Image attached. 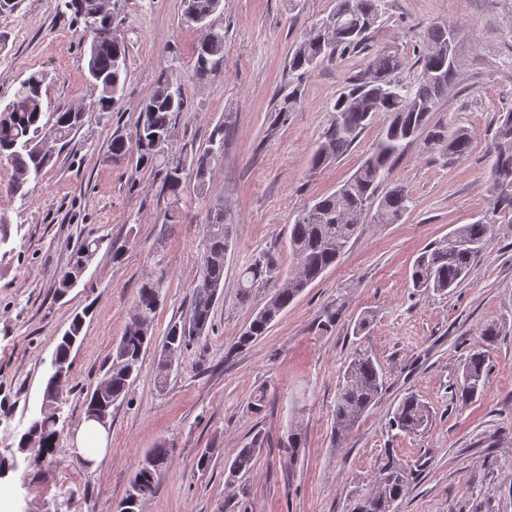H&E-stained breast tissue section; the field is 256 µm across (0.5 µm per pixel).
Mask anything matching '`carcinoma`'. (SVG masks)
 Here are the masks:
<instances>
[{
    "instance_id": "cac0c4a2",
    "label": "carcinoma",
    "mask_w": 512,
    "mask_h": 512,
    "mask_svg": "<svg viewBox=\"0 0 512 512\" xmlns=\"http://www.w3.org/2000/svg\"><path fill=\"white\" fill-rule=\"evenodd\" d=\"M381 3L382 0H335L329 12L333 30L312 27L295 46L289 60L290 71L308 74L339 56L357 52L382 16ZM114 6V0H65L66 9L81 19L90 38L87 51L90 106L102 112H111L119 106L128 75L126 45L112 29ZM223 14L224 0H186L185 22L204 31L193 53L190 79L194 83L203 84L224 70V25L219 23ZM455 33V26L446 21L437 22L427 30L418 46L416 63L420 71L413 83L405 85L395 78L405 66L403 56L396 52L380 53L368 63L369 76L352 84L333 102L332 119L323 129L311 158L315 169L343 156L378 115L385 114L388 120L358 170L335 192L314 200L297 215L288 238L292 257L288 277L281 278L277 258L266 252L256 255L242 269L239 289L243 298L250 297L259 287L271 288L273 292L237 337L233 348L246 349L265 335L271 323L336 264L366 220L393 224L408 213L412 198L404 188L394 186L386 192L382 188L406 146L427 126L458 78L457 65L436 75L442 63L440 51L448 48L451 35ZM46 78L43 71L30 73L19 82L11 100L0 106V160L12 167L8 190L15 196H25L29 184L39 181L54 164L55 155L48 144H69L83 124V111L65 102L44 106ZM186 107L183 84L161 74L140 107L132 133L113 136L108 149L109 158L115 163L134 156L136 167L158 168L164 172L162 191L174 201L180 199L189 175L194 177L199 193L208 192L212 165L222 155L228 128L225 123L217 125L203 148L192 153L187 161L174 162L169 158L174 138L173 117ZM471 146L472 138L465 129L458 128L448 134V152L455 158H466ZM490 154L492 217H512V186L504 188L499 183L503 170L512 173V111L500 114ZM232 229V219L224 209L215 206L209 211L206 246L192 289L189 315L169 324L162 345L170 344L181 353L205 335L218 291L223 287ZM493 231L494 224L487 220L458 226L414 260L412 286L437 292L457 287L485 255ZM98 247L96 241H84L77 246L69 269L58 277L60 293L66 292L68 276L88 265ZM161 304L162 284L147 282L138 289L123 334L112 347V363L106 372L105 404L109 415L112 406L125 399L142 372ZM89 314L90 309L85 308L74 315L55 348L58 362L70 364L72 341H80ZM485 380V354L475 348L462 367L458 389L462 402L480 393ZM384 385V374L377 361L365 350L356 351L336 392L332 434L338 438L347 434L377 401ZM70 393L68 377L60 387L45 384L44 398L58 399L62 405ZM428 419L427 406L416 396L409 395L395 409L391 426L413 434L425 426ZM60 420L58 414L50 412L39 425L26 428L25 433L31 434L32 442L39 444L40 457L53 455L61 435ZM264 440V434L256 433L247 446L225 463L228 481L234 482L253 469L256 451ZM173 456L174 448L166 441L148 449L137 465L124 499L135 494L142 502L154 496ZM410 478L411 474L404 467L387 461L381 468L380 489H371L353 512H395V505L408 488Z\"/></svg>"
}]
</instances>
